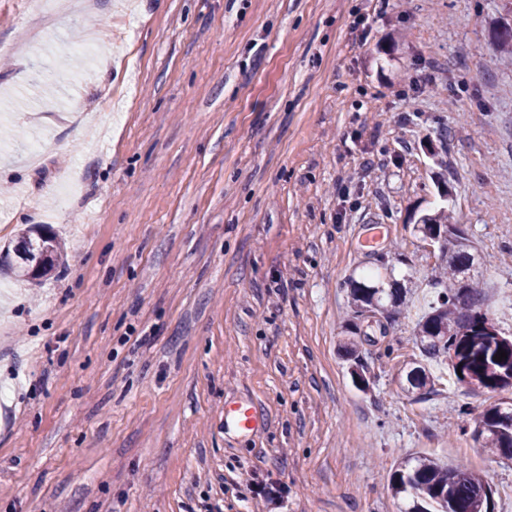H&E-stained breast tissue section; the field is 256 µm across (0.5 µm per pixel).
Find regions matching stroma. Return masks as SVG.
Instances as JSON below:
<instances>
[{"instance_id":"stroma-1","label":"stroma","mask_w":512,"mask_h":512,"mask_svg":"<svg viewBox=\"0 0 512 512\" xmlns=\"http://www.w3.org/2000/svg\"><path fill=\"white\" fill-rule=\"evenodd\" d=\"M508 1L0 0V246L44 224L66 249L0 277V512H400L417 456L512 512V460L461 432L488 394L447 361L407 382L441 205L512 338ZM380 257L412 300L354 316ZM248 401L265 426L227 428Z\"/></svg>"}]
</instances>
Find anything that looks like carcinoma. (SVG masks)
<instances>
[{
  "label": "carcinoma",
  "mask_w": 512,
  "mask_h": 512,
  "mask_svg": "<svg viewBox=\"0 0 512 512\" xmlns=\"http://www.w3.org/2000/svg\"><path fill=\"white\" fill-rule=\"evenodd\" d=\"M452 219L451 212L441 210L417 220V230L438 246L442 264L438 274L444 288L417 322L416 343L421 355L429 359L455 354L453 369L461 371L457 381L475 383L487 393L502 392L512 388V340L498 341L479 329L487 315L485 293L478 284L460 278L472 270L476 256L471 240L461 236V225L451 223ZM62 252L63 245L55 235L34 226L15 246V274L27 281L39 280L57 268ZM381 267L385 264L349 279V300L362 313L392 318L399 314L402 292L384 287ZM341 350L354 362L351 374L355 380L366 382L355 343L349 342ZM502 350L507 358L495 360ZM407 381L411 390L419 392L435 385L422 365L408 373ZM472 434L483 447L512 459V406L492 405L473 419ZM390 487L395 497L409 501L405 512H491V490L478 474L427 457L400 464L391 475Z\"/></svg>",
  "instance_id": "carcinoma-1"
}]
</instances>
